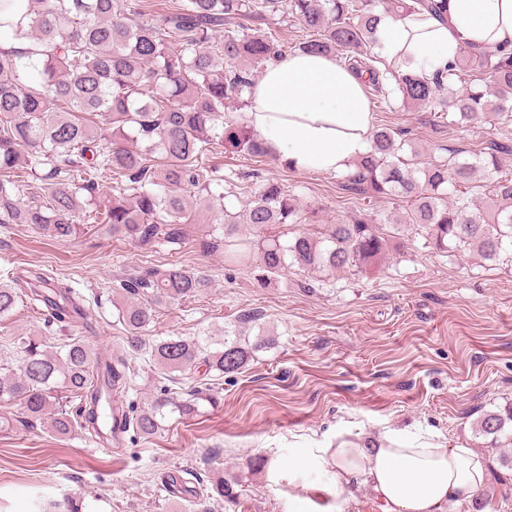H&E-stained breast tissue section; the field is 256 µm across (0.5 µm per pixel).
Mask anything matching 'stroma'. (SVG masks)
I'll list each match as a JSON object with an SVG mask.
<instances>
[{"mask_svg": "<svg viewBox=\"0 0 512 512\" xmlns=\"http://www.w3.org/2000/svg\"><path fill=\"white\" fill-rule=\"evenodd\" d=\"M375 124L404 131L422 148L436 143L473 153L492 139L512 141V122L438 128L424 109H379ZM213 161L230 176L236 207L270 177L296 195L302 221L284 227L288 237L369 208H396L389 199L343 191L341 176L294 171L273 157L242 151ZM208 240L203 224L184 225L180 243L145 246L114 236L106 224L81 225L64 240L0 224V275L38 267L67 281L95 314L90 342L97 353L124 347L113 316L126 298L123 281L172 264L210 283L192 298L155 304L149 338L236 330L274 340L241 373L216 381L212 403H201L198 415H170L149 438L128 431L112 450L81 431L57 436L49 422L25 420L15 402H0V512H37L69 497L83 498L88 512H195L192 495L167 493L172 477L199 488L225 472L239 475L243 491L236 504L214 503L210 512H295L287 484L270 483L263 460L287 461L294 448L335 447L340 434L371 442L395 425L440 433L488 457L495 478L482 508L512 512L503 451L472 429L483 413L512 406V260L489 267L473 256H442L410 226L376 272L292 268L261 285L251 269L225 265ZM80 333L47 325L38 309L18 304L0 322V365H19L20 339L57 346ZM128 362L123 404L134 415L171 382L142 356Z\"/></svg>", "mask_w": 512, "mask_h": 512, "instance_id": "35a3bbf8", "label": "stroma"}]
</instances>
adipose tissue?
Returning a JSON list of instances; mask_svg holds the SVG:
<instances>
[{"instance_id": "obj_1", "label": "adipose tissue", "mask_w": 512, "mask_h": 512, "mask_svg": "<svg viewBox=\"0 0 512 512\" xmlns=\"http://www.w3.org/2000/svg\"><path fill=\"white\" fill-rule=\"evenodd\" d=\"M512 49V0H448L446 19L410 13L382 17L376 53L431 80L464 45ZM247 125L268 150L300 172L345 174L371 147L374 114L367 88L336 56L295 54L268 66L253 86ZM271 482H288V498L308 512L319 492L341 496L352 478L369 485L382 512H448L474 502L491 466L466 445L440 436L387 429L376 444L337 437L332 448H295L287 464L269 459Z\"/></svg>"}]
</instances>
